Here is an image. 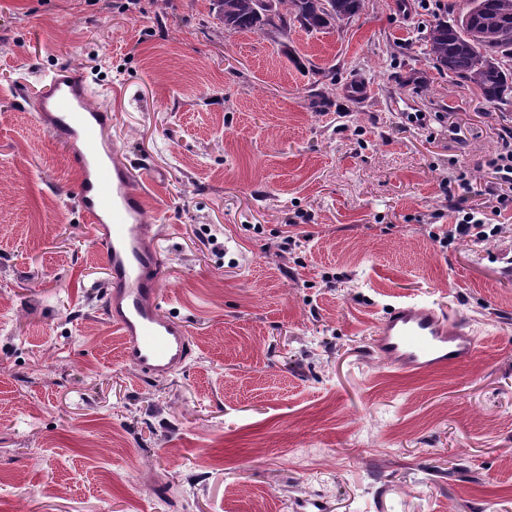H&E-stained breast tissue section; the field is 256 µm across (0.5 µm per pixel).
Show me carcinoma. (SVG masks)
Listing matches in <instances>:
<instances>
[{"label": "carcinoma", "mask_w": 512, "mask_h": 512, "mask_svg": "<svg viewBox=\"0 0 512 512\" xmlns=\"http://www.w3.org/2000/svg\"><path fill=\"white\" fill-rule=\"evenodd\" d=\"M226 31L286 36L294 24L307 31L343 25L365 0H212ZM425 53L435 67L473 83L490 103L512 100V0H467L453 22L433 25Z\"/></svg>", "instance_id": "1"}]
</instances>
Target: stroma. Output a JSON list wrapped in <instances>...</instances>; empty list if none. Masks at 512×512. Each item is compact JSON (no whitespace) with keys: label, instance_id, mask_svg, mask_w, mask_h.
<instances>
[{"label":"stroma","instance_id":"stroma-1","mask_svg":"<svg viewBox=\"0 0 512 512\" xmlns=\"http://www.w3.org/2000/svg\"><path fill=\"white\" fill-rule=\"evenodd\" d=\"M399 2L277 37L225 32L211 0H0V512H512V271L503 241L430 236L453 168L485 182L512 103L438 72L443 8ZM63 65L115 113L123 161L155 169L160 307L192 357L147 383L36 119ZM403 302L466 321L476 358H368Z\"/></svg>","mask_w":512,"mask_h":512}]
</instances>
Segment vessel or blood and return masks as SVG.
I'll list each match as a JSON object with an SVG mask.
<instances>
[{
  "instance_id": "1",
  "label": "vessel or blood",
  "mask_w": 512,
  "mask_h": 512,
  "mask_svg": "<svg viewBox=\"0 0 512 512\" xmlns=\"http://www.w3.org/2000/svg\"><path fill=\"white\" fill-rule=\"evenodd\" d=\"M43 84L37 116L67 146L69 164L80 174L76 197L106 266L102 311L121 332L122 361L142 383L169 375L184 367L190 336L159 311L163 259L135 175L107 137L113 115L93 104L85 76L72 68L48 72ZM373 352L393 366L424 372L470 362L477 341L433 307L409 303L394 306L380 322Z\"/></svg>"
}]
</instances>
